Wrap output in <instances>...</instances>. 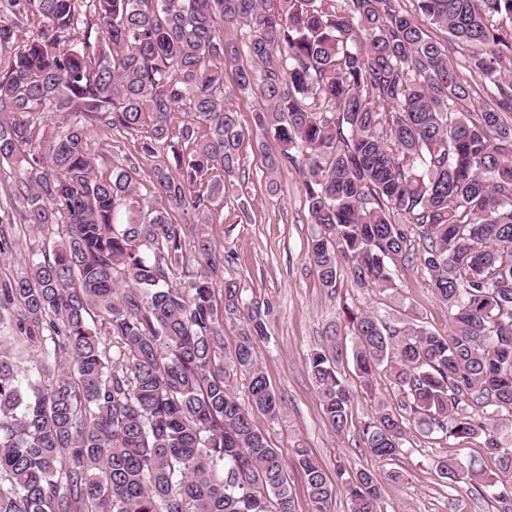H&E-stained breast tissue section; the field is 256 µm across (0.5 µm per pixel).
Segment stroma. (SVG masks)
Listing matches in <instances>:
<instances>
[{"label":"stroma","mask_w":512,"mask_h":512,"mask_svg":"<svg viewBox=\"0 0 512 512\" xmlns=\"http://www.w3.org/2000/svg\"><path fill=\"white\" fill-rule=\"evenodd\" d=\"M261 103L257 93L226 100L244 132L240 166L227 178L224 199L213 206L205 232L224 257L225 280L240 285L247 303L271 307L268 335L256 341L255 351L282 408L276 419L261 416L257 423L288 469L296 512L314 510L293 457L299 446L310 449L328 480H335L340 469L375 473L384 512H500V504L455 487L432 468L433 458L457 449L444 434L414 435L397 458L375 457L363 448L357 433L356 422L370 405L362 397L355 404L356 422L344 433L324 424L308 357L325 344L326 331L340 322L343 307L383 314L405 310L439 332L448 328V310L432 295L427 274L411 266L400 268L395 289L386 292L357 287L346 278L340 279L335 293L321 288L305 261L317 227L309 221L302 179L289 167L269 176L267 158L278 153L279 144L255 129L253 115ZM139 142L136 134L91 129L87 148L96 160V174L106 176L113 166L133 163L141 182L153 180V161L141 156ZM273 181L278 184L274 192L269 189ZM394 471L401 473V480H389Z\"/></svg>","instance_id":"35a3bbf8"}]
</instances>
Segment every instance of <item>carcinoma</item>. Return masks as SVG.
Masks as SVG:
<instances>
[{
	"label": "carcinoma",
	"mask_w": 512,
	"mask_h": 512,
	"mask_svg": "<svg viewBox=\"0 0 512 512\" xmlns=\"http://www.w3.org/2000/svg\"><path fill=\"white\" fill-rule=\"evenodd\" d=\"M428 25L467 48L463 68L491 103L472 104ZM240 42L252 65L231 93L260 91L256 130L282 144L269 174L302 177L318 227L305 261L321 286L346 276L388 291L398 265L418 264L448 309L444 336L343 309L350 340L336 331L309 356L324 422L340 434L353 419L350 364L371 454L397 457L410 428L480 438L495 472L458 455L433 465L511 504L499 417L512 414V0H0V168L16 172L20 223L62 225L0 276V323L55 363L22 383L0 342V512H295L255 421L281 409L254 348L270 309L225 284L224 318L247 317L224 347V258L200 232L240 163L224 88ZM38 113L61 130L36 139ZM98 125L145 131L140 153L159 161L150 185L134 166L97 177L85 138ZM14 225L0 216V258L17 249ZM382 372L394 402L373 391ZM295 455L314 512H331L335 484L308 449ZM341 477L350 512H383L373 473Z\"/></svg>",
	"instance_id": "carcinoma-1"
}]
</instances>
